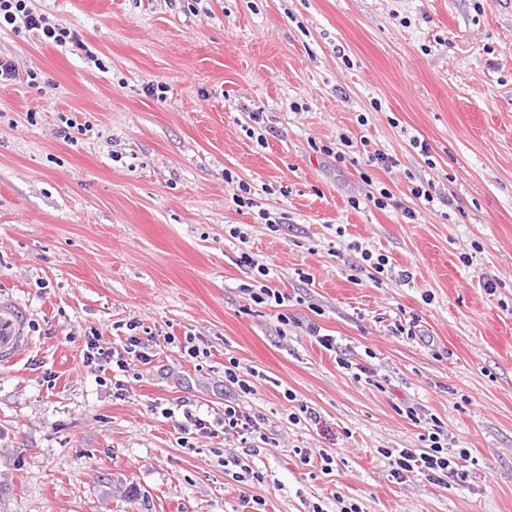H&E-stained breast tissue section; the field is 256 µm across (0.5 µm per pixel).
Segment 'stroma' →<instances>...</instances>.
Segmentation results:
<instances>
[{
	"label": "stroma",
	"mask_w": 512,
	"mask_h": 512,
	"mask_svg": "<svg viewBox=\"0 0 512 512\" xmlns=\"http://www.w3.org/2000/svg\"><path fill=\"white\" fill-rule=\"evenodd\" d=\"M31 6L79 40L0 30V298L32 338L0 367V512H512V0ZM344 136L397 166L364 183ZM131 333L134 375L83 365ZM229 401L269 443L186 438ZM436 424L466 481L392 478ZM230 367H224V386L225 388H234L236 385L243 393H250L251 386L248 384V376H254L252 369L240 367V363L230 361Z\"/></svg>",
	"instance_id": "35a3bbf8"
}]
</instances>
